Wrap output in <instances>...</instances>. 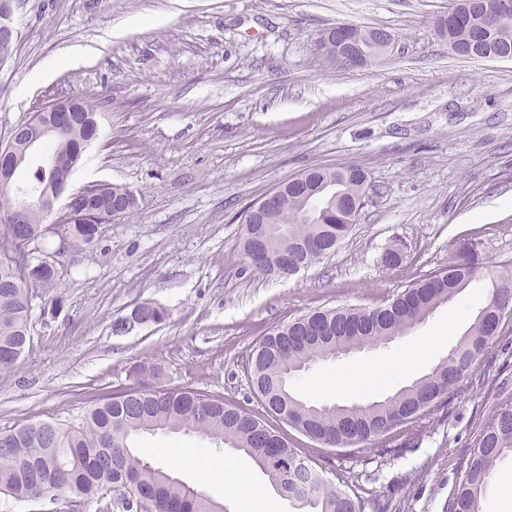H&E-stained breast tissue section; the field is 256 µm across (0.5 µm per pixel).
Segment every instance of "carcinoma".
<instances>
[{
  "instance_id": "obj_1",
  "label": "carcinoma",
  "mask_w": 512,
  "mask_h": 512,
  "mask_svg": "<svg viewBox=\"0 0 512 512\" xmlns=\"http://www.w3.org/2000/svg\"><path fill=\"white\" fill-rule=\"evenodd\" d=\"M479 16L455 29L448 42H465L482 34ZM353 35L364 50L360 63L379 58L368 40V30L351 25ZM512 45V15L498 23L497 45ZM98 126L77 128L73 133L49 142L48 155L61 163L69 175L73 152L94 138ZM325 178L336 183L339 199L326 198L310 208L297 187L281 193L278 208L265 217L249 208L243 219L242 250L255 271L265 275L288 276L298 267L323 259L313 250L328 242L336 245L347 236L362 208L366 176L355 165L342 171L322 168ZM139 203L129 188L114 185L104 196L89 200L87 210L108 215L120 210L129 218ZM46 216L36 224H9L0 221V372L11 369L31 343L32 316L39 290L57 287L64 278L58 260L38 269L17 264L15 255L26 248L44 255L42 242L51 232ZM102 224L84 220L69 223V233L78 245H90ZM484 275L491 288L485 305L456 345L427 374L382 400L352 405H318L304 401L291 391V381L299 372L346 350L388 344L407 335L438 307L462 293ZM504 274L485 269L477 254L458 253L448 266L434 270L414 282L391 302L371 309L340 308L316 310L278 326L263 336L248 359L250 381L255 394L280 419L312 440L328 447L364 446L385 443L397 427L395 420L415 424L425 412L456 390L488 353L493 338L483 335L484 320L501 305L512 303V291L500 287ZM164 308L151 303L138 305L126 323L161 324ZM163 430L193 432L219 440L249 456L272 483L288 478V500L305 512H364V502L348 490L347 482L332 483L313 469L293 473L290 466L300 455L288 440L269 430L262 422L186 389L133 390L107 397L70 422L43 421L23 424L0 432L12 440L7 452H0V497L33 501L44 497L48 487L83 500L112 498L102 512H218L222 503L183 483L169 472L141 458L132 440L144 432ZM512 455V401L496 405L482 424L472 451L459 463L461 478L448 512H481L482 498L493 468L501 458Z\"/></svg>"
}]
</instances>
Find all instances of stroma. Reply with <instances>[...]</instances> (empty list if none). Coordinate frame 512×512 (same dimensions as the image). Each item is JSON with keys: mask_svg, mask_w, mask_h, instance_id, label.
I'll return each mask as SVG.
<instances>
[{"mask_svg": "<svg viewBox=\"0 0 512 512\" xmlns=\"http://www.w3.org/2000/svg\"><path fill=\"white\" fill-rule=\"evenodd\" d=\"M451 0H18L20 44L0 64V142L65 98L97 103L102 134L69 191L134 190L138 212L60 256L69 274L34 310L28 353L0 372V430L80 415L102 397L149 383L241 408L287 438L326 479L343 475L386 512H446L493 406L512 397V316L473 376L424 416L395 429L391 454L330 448L271 416L246 359L260 338L308 312L373 308L467 248L512 271V60L456 55L435 27ZM340 23L391 32L380 64L349 67L318 49ZM355 165L364 207L336 251L296 275L252 270L242 219L265 193L316 167ZM401 252L398 267L383 263ZM489 294L476 280L407 337L300 372L298 398L332 405L358 365H386L394 394L423 376L467 331ZM142 303L168 318L119 333ZM430 347L410 371L409 342ZM145 375H138V368ZM139 455L241 512L253 485L270 512H296L244 453L191 432L144 433ZM238 467L224 484V459ZM63 492L0 498V512H99ZM483 512H512V457L497 463Z\"/></svg>", "mask_w": 512, "mask_h": 512, "instance_id": "35a3bbf8", "label": "stroma"}]
</instances>
